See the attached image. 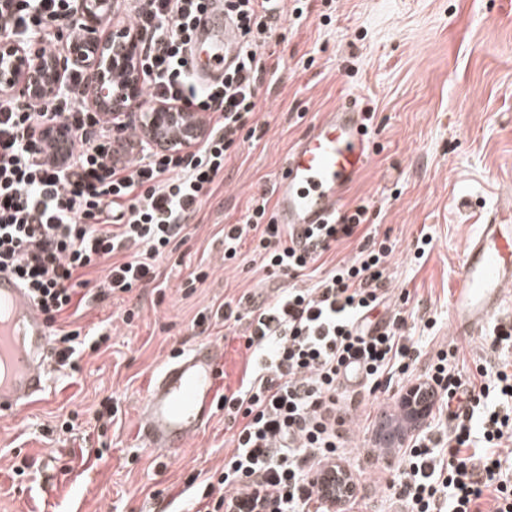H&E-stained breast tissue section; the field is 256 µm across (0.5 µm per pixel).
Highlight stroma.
<instances>
[{
  "label": "stroma",
  "instance_id": "1",
  "mask_svg": "<svg viewBox=\"0 0 512 512\" xmlns=\"http://www.w3.org/2000/svg\"><path fill=\"white\" fill-rule=\"evenodd\" d=\"M293 6L285 0L267 48L274 69L260 84L253 134L229 150L223 181L184 240L158 259L157 280L65 314L63 328L103 331L108 343L55 367L43 399L0 419V512H197L194 493L233 451L228 422L216 413L189 448L159 458L135 432L139 402L169 356L202 341L223 353L221 389L240 386L250 353L209 313L245 294L273 297L292 280L269 276L250 253L225 266L222 230L274 186L317 115L346 100L368 113L373 153L343 206H366L365 232L394 246L385 274L409 294L403 332L420 354L416 373L446 345L458 347L468 370L512 362V351L491 346L494 326L512 323V291L474 336L453 335L448 307L467 242L512 204V0H308L300 17ZM423 234L432 249L418 260ZM199 271L205 279L186 287ZM131 307L137 315L127 324ZM203 314L206 324L195 326ZM110 398L120 409L112 421L101 415ZM392 399L364 394L346 451L376 512H391L398 471L394 459L368 456L369 416ZM20 456L35 462L23 480L11 471Z\"/></svg>",
  "mask_w": 512,
  "mask_h": 512
}]
</instances>
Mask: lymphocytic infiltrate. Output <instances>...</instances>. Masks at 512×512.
Masks as SVG:
<instances>
[{
  "instance_id": "obj_1",
  "label": "lymphocytic infiltrate",
  "mask_w": 512,
  "mask_h": 512,
  "mask_svg": "<svg viewBox=\"0 0 512 512\" xmlns=\"http://www.w3.org/2000/svg\"><path fill=\"white\" fill-rule=\"evenodd\" d=\"M126 20L141 45L140 94L125 111L154 103L200 113L206 133L191 148L169 151L136 136L133 122L95 111L82 68L64 76L63 99L21 101L0 94V273L15 276L48 325L60 365L109 336L56 330L70 308H82L83 278L103 270L105 299L143 287L155 262L183 233L224 173V159L257 109L268 71L265 48L281 0H224L241 49L220 80L202 85L192 63L194 31L208 0H124ZM73 0H0V40L39 44L59 53L79 37ZM70 140L57 147L54 126ZM266 196L253 198L245 219L224 227V259L258 254L274 276L293 279L333 244L367 223L359 206L304 233H288L269 217ZM391 244L363 236L354 257L336 264L310 288L289 286L272 300L250 295L214 313L225 326L245 325L252 364L240 387L223 395L233 422L232 453L218 479L221 495L205 512H328L317 478L344 462L343 448L360 391L394 382L434 388L448 416V445L426 432L406 441L394 504L403 512H512V371L477 366L465 375L456 350L438 351L425 372L412 375L413 346L393 301L384 265ZM380 308L389 320L373 321Z\"/></svg>"
}]
</instances>
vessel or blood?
<instances>
[{
	"mask_svg": "<svg viewBox=\"0 0 512 512\" xmlns=\"http://www.w3.org/2000/svg\"><path fill=\"white\" fill-rule=\"evenodd\" d=\"M240 38L210 0L197 32L194 57L198 82L221 78L236 58ZM372 156L363 113L345 102L321 112L289 148L274 189L275 219L295 232L326 224ZM451 311L455 331L478 334L497 314L512 289V224H485L468 243ZM51 338L43 314L16 278L0 274V417H10L49 391ZM219 350L201 342L166 360L139 402L137 430L144 449L169 455L186 448L212 421L218 404ZM413 422L400 404L387 407L372 429L381 454Z\"/></svg>",
	"mask_w": 512,
	"mask_h": 512,
	"instance_id": "vessel-or-blood-1",
	"label": "vessel or blood"
}]
</instances>
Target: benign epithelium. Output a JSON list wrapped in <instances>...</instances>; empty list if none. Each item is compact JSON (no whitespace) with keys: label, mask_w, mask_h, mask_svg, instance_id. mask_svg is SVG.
<instances>
[{"label":"benign epithelium","mask_w":512,"mask_h":512,"mask_svg":"<svg viewBox=\"0 0 512 512\" xmlns=\"http://www.w3.org/2000/svg\"><path fill=\"white\" fill-rule=\"evenodd\" d=\"M107 0H74L73 19L82 28L80 40L68 46L69 54L63 58L39 57L36 49L25 48L12 42L0 43V89L21 97V100H46L64 94L67 86L63 73L66 64L82 66L89 71L91 83L104 91L109 89L118 75L126 74L122 95L112 97L108 107L117 108L120 100L133 99L139 84L133 75L140 48L133 35L121 27H113L112 41L100 35L107 12ZM142 137L151 143L166 147L189 145V139L201 138L205 132L202 117L195 112H181L171 105L157 103L148 112L133 113ZM420 426L430 424L434 408L423 398L419 383L407 386L399 396ZM323 501L330 512H345L349 495L354 491L356 475L346 465L320 478Z\"/></svg>","instance_id":"1"}]
</instances>
